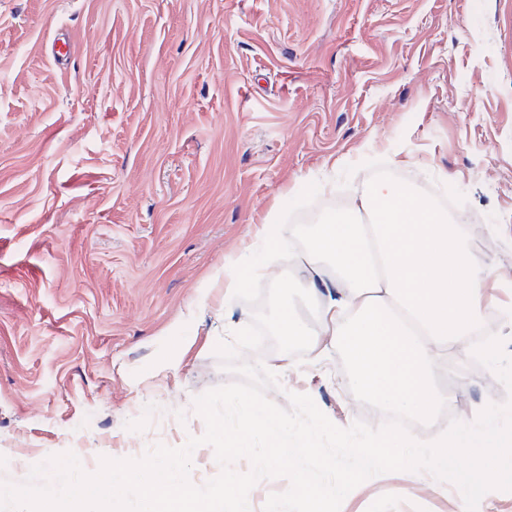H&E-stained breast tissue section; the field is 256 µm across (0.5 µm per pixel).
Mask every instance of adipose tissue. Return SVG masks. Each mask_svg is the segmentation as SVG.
Listing matches in <instances>:
<instances>
[{
    "label": "adipose tissue",
    "instance_id": "ef3b65f1",
    "mask_svg": "<svg viewBox=\"0 0 512 512\" xmlns=\"http://www.w3.org/2000/svg\"><path fill=\"white\" fill-rule=\"evenodd\" d=\"M299 286L318 305L322 337L347 350L350 383L366 398L418 418L446 404L437 384L448 344L472 335L495 270L473 264L458 225L407 186L379 182L346 215L312 233Z\"/></svg>",
    "mask_w": 512,
    "mask_h": 512
}]
</instances>
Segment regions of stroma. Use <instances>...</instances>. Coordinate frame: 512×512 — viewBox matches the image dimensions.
<instances>
[{"label":"stroma","instance_id":"1","mask_svg":"<svg viewBox=\"0 0 512 512\" xmlns=\"http://www.w3.org/2000/svg\"><path fill=\"white\" fill-rule=\"evenodd\" d=\"M380 165L477 215L471 257L512 304V0H0V483L202 436L195 398L238 380L215 347L255 315L224 295L254 226L311 182L313 221ZM470 349L438 375L456 420L512 397ZM287 355L273 403L382 426L336 344ZM459 493L395 471L340 512Z\"/></svg>","mask_w":512,"mask_h":512}]
</instances>
